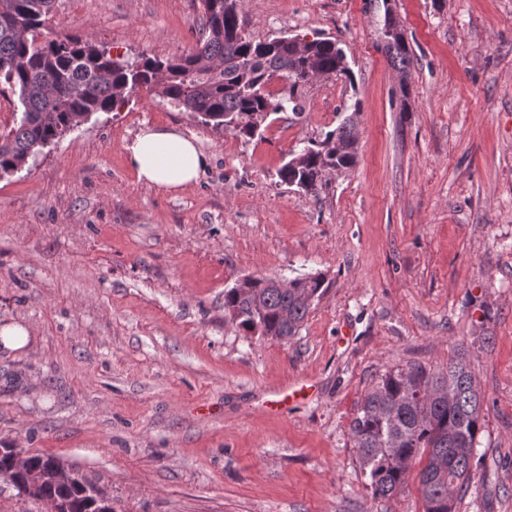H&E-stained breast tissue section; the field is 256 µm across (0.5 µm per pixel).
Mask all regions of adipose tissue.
Returning a JSON list of instances; mask_svg holds the SVG:
<instances>
[{
	"instance_id": "adipose-tissue-1",
	"label": "adipose tissue",
	"mask_w": 512,
	"mask_h": 512,
	"mask_svg": "<svg viewBox=\"0 0 512 512\" xmlns=\"http://www.w3.org/2000/svg\"><path fill=\"white\" fill-rule=\"evenodd\" d=\"M124 149L138 180L163 193L195 183L207 165L196 140L174 127H144Z\"/></svg>"
}]
</instances>
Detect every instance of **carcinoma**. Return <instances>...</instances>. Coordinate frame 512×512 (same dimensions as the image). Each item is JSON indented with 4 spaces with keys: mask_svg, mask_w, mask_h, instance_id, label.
<instances>
[{
    "mask_svg": "<svg viewBox=\"0 0 512 512\" xmlns=\"http://www.w3.org/2000/svg\"><path fill=\"white\" fill-rule=\"evenodd\" d=\"M52 2L0 0V95L10 90L23 107L11 126L0 129V176L23 168L91 114L112 111L141 87L204 125L251 139L272 114H303L301 92L310 73L353 83L345 51L331 39H315L301 50L285 36L248 39L236 0H201L202 37L188 55L161 60L143 54L133 62L88 37L44 33ZM384 42L388 61L408 72L411 49L404 33L397 29ZM275 77L288 82L278 95L268 90ZM360 109L354 102L350 115L308 142L297 164L282 165L280 183L316 193L327 184L326 173L354 167ZM324 288L320 274L291 279L286 288L254 277L245 289L224 291V313L247 333L287 342L298 335ZM483 402L462 356L438 372L409 365L381 375L350 425L373 497L396 495L418 465L424 512H455L478 464ZM0 479L20 492L27 474L13 471L11 459L0 456ZM45 493L69 498L71 512H97L81 490L48 485Z\"/></svg>",
    "mask_w": 512,
    "mask_h": 512,
    "instance_id": "1",
    "label": "carcinoma"
}]
</instances>
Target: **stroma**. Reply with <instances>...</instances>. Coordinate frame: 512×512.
<instances>
[{
	"label": "stroma",
	"instance_id": "obj_1",
	"mask_svg": "<svg viewBox=\"0 0 512 512\" xmlns=\"http://www.w3.org/2000/svg\"><path fill=\"white\" fill-rule=\"evenodd\" d=\"M409 96L383 51L381 0H237L244 32L336 40L353 85H307L251 141L139 89L0 177V446L55 456L117 512H424L416 478L366 485L350 431L385 372L466 350L484 397L457 512H512V0H391ZM200 0H55L46 26L129 58H174ZM361 101L357 162L310 194L277 169ZM175 126L208 158L176 194L124 145ZM323 274L298 336L224 314L245 276ZM305 396H298L300 386ZM0 335L3 348L7 351L25 347L30 339L28 328L18 323L4 325L0 328Z\"/></svg>",
	"mask_w": 512,
	"mask_h": 512
}]
</instances>
